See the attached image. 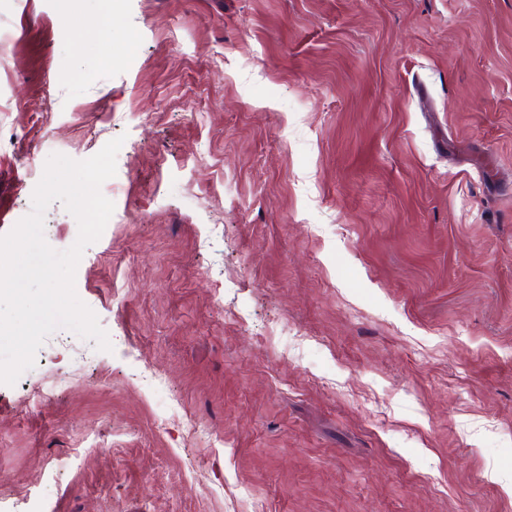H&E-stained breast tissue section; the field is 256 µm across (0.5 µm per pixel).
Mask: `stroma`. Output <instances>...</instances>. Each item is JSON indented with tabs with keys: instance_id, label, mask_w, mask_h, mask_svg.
Masks as SVG:
<instances>
[{
	"instance_id": "stroma-1",
	"label": "stroma",
	"mask_w": 512,
	"mask_h": 512,
	"mask_svg": "<svg viewBox=\"0 0 512 512\" xmlns=\"http://www.w3.org/2000/svg\"><path fill=\"white\" fill-rule=\"evenodd\" d=\"M118 137L0 512H512V0H0V235Z\"/></svg>"
}]
</instances>
